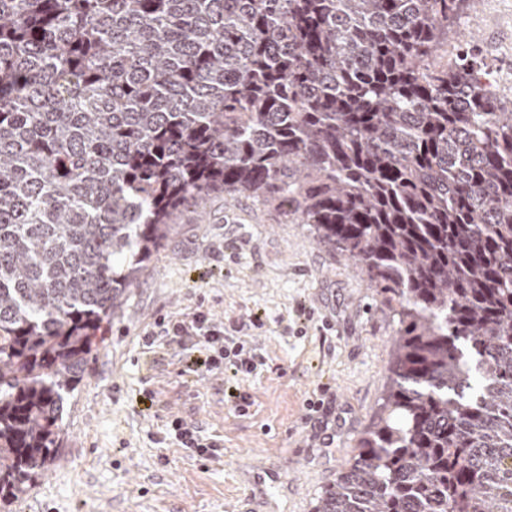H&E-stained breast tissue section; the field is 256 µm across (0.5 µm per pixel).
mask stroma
<instances>
[{"instance_id": "obj_1", "label": "stroma", "mask_w": 512, "mask_h": 512, "mask_svg": "<svg viewBox=\"0 0 512 512\" xmlns=\"http://www.w3.org/2000/svg\"><path fill=\"white\" fill-rule=\"evenodd\" d=\"M468 44L512 107V0H465L433 51ZM207 312L263 355L258 373L206 372L202 346L157 338L155 322ZM64 406L58 457L8 512H313L375 416L393 356L394 310L340 252L255 199L183 206L128 288ZM251 405L238 411V395ZM324 400L319 412L306 408ZM179 418L221 441V458L179 448ZM278 471L271 506L249 499Z\"/></svg>"}]
</instances>
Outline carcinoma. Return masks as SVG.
<instances>
[{
  "instance_id": "carcinoma-1",
  "label": "carcinoma",
  "mask_w": 512,
  "mask_h": 512,
  "mask_svg": "<svg viewBox=\"0 0 512 512\" xmlns=\"http://www.w3.org/2000/svg\"><path fill=\"white\" fill-rule=\"evenodd\" d=\"M458 0H0V501L183 205L247 195L397 302L314 512H512V108Z\"/></svg>"
}]
</instances>
